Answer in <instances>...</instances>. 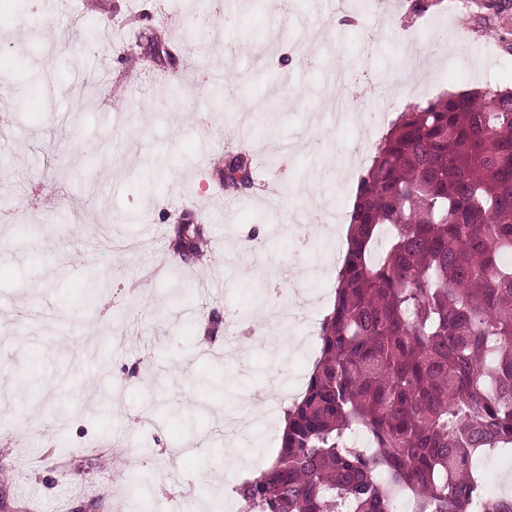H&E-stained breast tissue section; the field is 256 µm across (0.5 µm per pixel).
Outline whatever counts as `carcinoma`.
Instances as JSON below:
<instances>
[{"instance_id": "1", "label": "carcinoma", "mask_w": 512, "mask_h": 512, "mask_svg": "<svg viewBox=\"0 0 512 512\" xmlns=\"http://www.w3.org/2000/svg\"><path fill=\"white\" fill-rule=\"evenodd\" d=\"M251 183L250 162L226 165ZM320 354L243 512H512L486 455L512 458V91L400 114L361 177ZM206 225L174 230L184 264ZM135 508L145 480L126 473Z\"/></svg>"}]
</instances>
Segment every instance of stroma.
<instances>
[{
    "mask_svg": "<svg viewBox=\"0 0 512 512\" xmlns=\"http://www.w3.org/2000/svg\"><path fill=\"white\" fill-rule=\"evenodd\" d=\"M410 2L371 10L365 0H296L283 16L272 0L245 10L223 0L222 26L189 42L190 19L173 0H51L50 41L31 34L33 0H0V211L10 214L0 221V431L24 444L0 445V512H132L127 495L100 496L131 467L148 478V512H168L174 495L207 512L199 484L236 501L244 475L277 455L282 415L319 354L307 325L334 300L360 181L301 141L325 131L344 159L376 148L414 104L512 90V0H428L419 15ZM343 11L354 25L333 29ZM73 15L94 21V41L74 39ZM436 43L440 56L410 60V49ZM303 51L317 67L295 64ZM187 64L197 77L231 67L222 102L196 85L194 109L183 111L170 89ZM340 71L377 88L362 102L367 119L337 122ZM244 137L254 180L230 193L224 163ZM271 144L287 146L282 163H270ZM58 168L68 181H57ZM317 171L334 221L303 254L297 191ZM271 180L288 194L267 196ZM198 209L208 256L183 266L169 240L179 214ZM99 278L108 287L88 294ZM273 280L303 319L272 323L259 349L204 342L210 311L263 317L257 296ZM283 336L292 339L285 351ZM63 338L76 351L57 349ZM117 440L125 454L96 453ZM229 448L241 471L226 469Z\"/></svg>",
    "mask_w": 512,
    "mask_h": 512,
    "instance_id": "35a3bbf8",
    "label": "stroma"
}]
</instances>
